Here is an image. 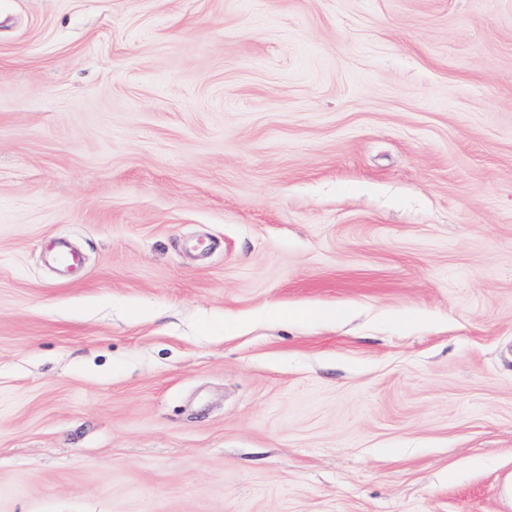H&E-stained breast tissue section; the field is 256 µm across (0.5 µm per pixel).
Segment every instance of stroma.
<instances>
[{
	"label": "stroma",
	"instance_id": "1",
	"mask_svg": "<svg viewBox=\"0 0 512 512\" xmlns=\"http://www.w3.org/2000/svg\"><path fill=\"white\" fill-rule=\"evenodd\" d=\"M511 475L512 0H0V512Z\"/></svg>",
	"mask_w": 512,
	"mask_h": 512
}]
</instances>
